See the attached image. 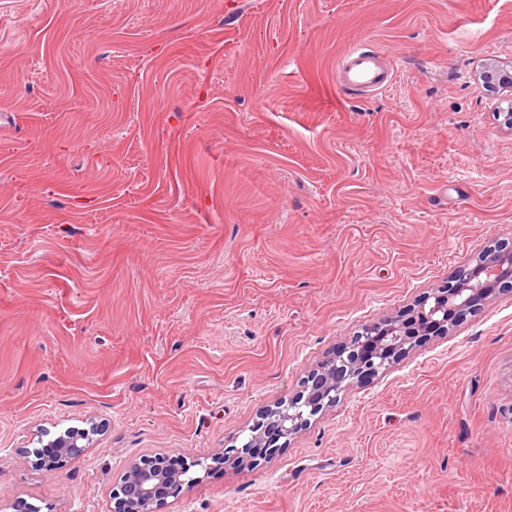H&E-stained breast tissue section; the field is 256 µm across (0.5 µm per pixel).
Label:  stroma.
I'll use <instances>...</instances> for the list:
<instances>
[{
	"mask_svg": "<svg viewBox=\"0 0 512 512\" xmlns=\"http://www.w3.org/2000/svg\"><path fill=\"white\" fill-rule=\"evenodd\" d=\"M355 43L385 92L339 88ZM488 61L512 0H0V512H112L134 462L242 444L512 240ZM155 512H512V291ZM97 429V425L92 424L88 429L66 430L63 435L34 451L36 465L50 474L56 472L65 459L76 458L84 452L86 444H81V441H88L90 433H96Z\"/></svg>",
	"mask_w": 512,
	"mask_h": 512,
	"instance_id": "1",
	"label": "stroma"
}]
</instances>
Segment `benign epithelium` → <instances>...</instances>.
<instances>
[{"label": "benign epithelium", "mask_w": 512, "mask_h": 512, "mask_svg": "<svg viewBox=\"0 0 512 512\" xmlns=\"http://www.w3.org/2000/svg\"><path fill=\"white\" fill-rule=\"evenodd\" d=\"M483 82L495 92H512V70L494 62L483 65ZM512 288V244L501 242L486 250L475 264L458 269L434 292L423 296L395 317L363 325L349 337L336 356L302 381V390L288 403L266 411L251 428V435L241 447L228 449L208 463L199 458L159 455L133 463L123 475L114 493L112 512H154V506L182 486L185 477L198 467L209 472L213 465L240 462L256 448H278L311 417L336 405L344 388L384 373L405 353L431 336L448 333L463 315L474 312L493 293ZM97 425L66 430L34 451L36 465L52 474L63 461L80 456L84 442Z\"/></svg>", "instance_id": "1"}]
</instances>
